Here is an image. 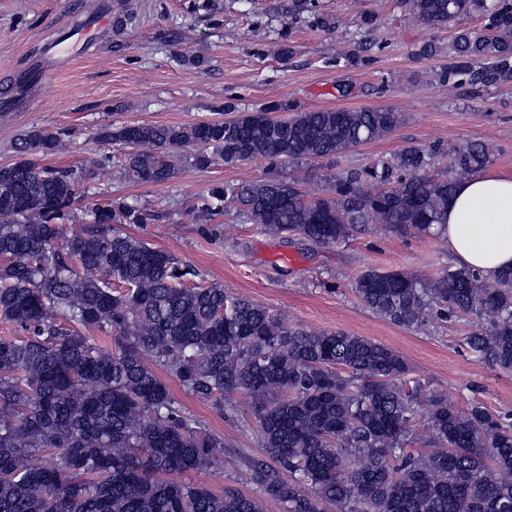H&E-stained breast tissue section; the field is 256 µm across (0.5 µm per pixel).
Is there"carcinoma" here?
<instances>
[{"label":"carcinoma","instance_id":"cac0c4a2","mask_svg":"<svg viewBox=\"0 0 512 512\" xmlns=\"http://www.w3.org/2000/svg\"><path fill=\"white\" fill-rule=\"evenodd\" d=\"M431 27L472 13L437 73L450 89L512 81V0H401ZM187 126L107 125L99 138L127 148L123 171L142 184L174 177L170 152L195 165L331 161L392 133L387 107L302 111L285 99L254 112ZM287 112V117L275 113ZM61 139L31 129L0 166V318L26 336L0 338V512H509L512 422L475 403L464 410L410 378L397 351L363 336L314 331L224 285L187 287L176 258L122 229L143 224L137 205L113 200L64 237L78 184L94 174L52 169ZM493 150L471 142L430 173L433 152L410 145L389 160L347 170L310 197L299 177L213 186L203 217L231 204L270 235L318 246L381 225L438 236L456 183L483 171ZM355 292L377 317L408 330L434 317L476 318L466 338L478 361L512 372V268L493 281L448 265L434 278L368 269ZM74 323L79 329H67ZM109 330L112 347L89 333ZM162 369L185 392L214 402L246 395L281 477L252 462L254 492L217 494L180 475L224 463V436L182 412ZM427 410H422V407ZM430 448H408L417 420Z\"/></svg>","mask_w":512,"mask_h":512}]
</instances>
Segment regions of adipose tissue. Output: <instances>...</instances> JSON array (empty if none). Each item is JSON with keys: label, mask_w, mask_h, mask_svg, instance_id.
Masks as SVG:
<instances>
[{"label": "adipose tissue", "mask_w": 512, "mask_h": 512, "mask_svg": "<svg viewBox=\"0 0 512 512\" xmlns=\"http://www.w3.org/2000/svg\"><path fill=\"white\" fill-rule=\"evenodd\" d=\"M442 236L454 262L486 280L512 267V173L486 171L459 182Z\"/></svg>", "instance_id": "ef3b65f1"}]
</instances>
